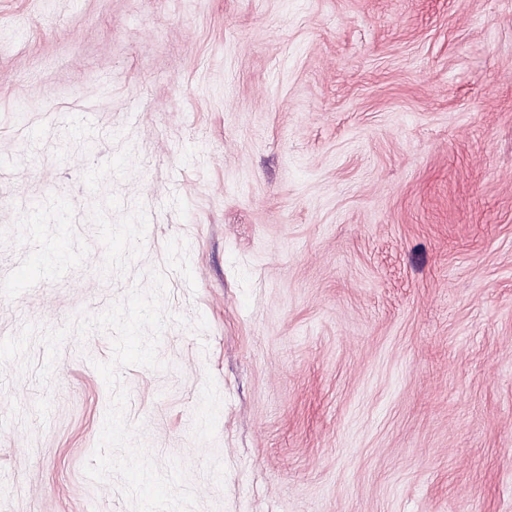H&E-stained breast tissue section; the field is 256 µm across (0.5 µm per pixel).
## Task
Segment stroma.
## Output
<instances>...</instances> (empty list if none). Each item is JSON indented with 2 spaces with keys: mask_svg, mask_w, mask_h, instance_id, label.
<instances>
[{
  "mask_svg": "<svg viewBox=\"0 0 512 512\" xmlns=\"http://www.w3.org/2000/svg\"><path fill=\"white\" fill-rule=\"evenodd\" d=\"M0 157V339L164 272L120 379L195 512H512V0H0ZM110 356L0 369V512H130Z\"/></svg>",
  "mask_w": 512,
  "mask_h": 512,
  "instance_id": "1",
  "label": "stroma"
}]
</instances>
